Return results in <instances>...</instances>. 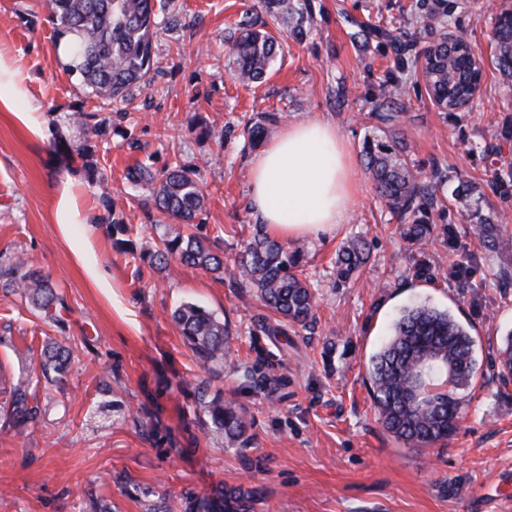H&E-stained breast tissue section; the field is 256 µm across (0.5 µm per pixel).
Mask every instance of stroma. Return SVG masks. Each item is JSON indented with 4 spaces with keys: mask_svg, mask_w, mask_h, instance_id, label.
<instances>
[{
    "mask_svg": "<svg viewBox=\"0 0 512 512\" xmlns=\"http://www.w3.org/2000/svg\"><path fill=\"white\" fill-rule=\"evenodd\" d=\"M415 0H312L314 21L303 43L285 41L268 79L243 86L231 76L224 40L244 20L260 22L259 0H166L160 20L176 19L154 44L158 72L127 102L99 107L59 64L54 27L42 0H0V53L24 75L20 90L0 89V269L24 256L63 298L59 324L45 323L0 277V512H145L146 504L185 512L197 499L221 506L230 487L255 489L253 512H512V379H501L497 350L512 331V187L493 177L512 162V91L492 62L468 108L437 109L393 48L354 40L357 23L414 32ZM449 34L490 54L493 21L483 0H453ZM399 79L405 92L396 130L422 182L450 177L431 209L427 246L406 240L363 168L360 191L336 233L308 239L305 270L316 284L314 318L285 336L266 335V310L255 289L199 268L150 266L156 212L125 173L143 163L162 167L179 156L196 170L206 212L192 233L233 263L256 220L248 207L255 149L239 135L261 112L289 123L320 118L336 126L351 152L376 127L379 87ZM50 128L34 135L26 117ZM111 119L117 131L97 140L90 158L74 150L87 128L76 108ZM211 127L199 136L198 122ZM502 155H494V147ZM89 224H57L56 206L70 177ZM467 181V199L453 190ZM109 194L131 229L133 253L101 222ZM500 220L505 250L488 253L462 212ZM370 258L351 281L335 286L333 263L354 234ZM112 275L96 287L84 263ZM466 262L463 280L449 274ZM428 276L415 277L417 264ZM204 306L232 340L222 366L200 367L171 314L181 302ZM448 311L475 339L478 372L465 393L456 434L447 445L414 448L386 433L367 388L370 357L399 311L415 304ZM66 346L64 383L43 380L44 346ZM288 383L277 400L247 371L257 360ZM31 380L44 411L24 427L9 420V391ZM233 398L251 421L245 445L213 439L201 395Z\"/></svg>",
    "mask_w": 512,
    "mask_h": 512,
    "instance_id": "obj_1",
    "label": "stroma"
}]
</instances>
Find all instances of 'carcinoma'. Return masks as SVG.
Returning a JSON list of instances; mask_svg holds the SVG:
<instances>
[{
	"instance_id": "cac0c4a2",
	"label": "carcinoma",
	"mask_w": 512,
	"mask_h": 512,
	"mask_svg": "<svg viewBox=\"0 0 512 512\" xmlns=\"http://www.w3.org/2000/svg\"><path fill=\"white\" fill-rule=\"evenodd\" d=\"M157 0H45L48 18L56 26L55 49H64L60 60L68 76L88 90V95L104 105L126 99L130 90L149 85L156 72L153 39L160 23ZM266 16L285 36L302 40L313 22L311 0H262ZM419 33L436 35L421 54L420 71L428 97L439 109L454 112L470 103L471 86L477 78L476 62L469 57L466 39L450 37L444 31L448 16L447 0H416L411 6ZM356 35L369 40L383 38L394 49L404 52L408 33L395 34L389 27L357 25ZM281 41L250 21L228 38L226 47L232 58L233 76L243 85L265 80L277 61ZM492 57L508 89H512V3L499 10L493 20ZM401 83H384L379 98L386 111L374 113L383 136L367 137L360 149L363 166L377 196L402 226L404 237L424 245L434 234L427 209L433 204L436 188L445 184L444 176L428 185L420 181L410 157L407 142L396 133L399 113L393 111L402 96ZM282 112H263L256 121L243 127L250 144L260 141L265 127L277 126ZM112 124L104 120L92 125L91 137L76 145L86 156L94 140L106 138ZM133 186L144 189L156 210L179 224H192L205 211V192L196 171L175 160L157 173L138 165L126 172ZM103 221L126 233L127 225L116 215L112 197L101 196ZM490 252L504 244L499 225L484 219L474 227ZM306 246L288 243L269 235L260 224L246 241L233 268L211 249L207 239L169 228L159 235V245L149 255L151 266L166 270L171 261L205 271L229 275L240 288H254L263 305L283 322L306 326L315 307V285L304 273ZM369 259L367 244L352 239L336 254V284L347 282ZM10 285L26 296L43 318L59 321L63 302L51 283L30 268L23 259L7 270ZM172 319L205 369L224 363L230 333L205 307L193 302L180 304ZM474 340L469 331L448 311L426 304L403 308L394 320L389 339L370 359L368 379L372 404L383 429L414 447L447 442L457 429L463 392L474 377ZM501 375L512 377V332L507 334L498 353ZM69 366L66 349L45 345L42 374L55 375L61 382ZM252 378L269 394L288 397L287 384L270 373L266 364L253 368ZM207 412L211 434L229 447L246 442L250 420L232 399L217 394L200 398ZM9 412L19 425L35 423L41 409L29 384H15L10 391ZM255 491L242 487L224 491V512H249Z\"/></svg>"
}]
</instances>
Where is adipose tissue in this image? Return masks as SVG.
<instances>
[{
    "label": "adipose tissue",
    "instance_id": "ef3b65f1",
    "mask_svg": "<svg viewBox=\"0 0 512 512\" xmlns=\"http://www.w3.org/2000/svg\"><path fill=\"white\" fill-rule=\"evenodd\" d=\"M358 191L348 144L323 120L284 128L251 162L250 210L283 240L335 232Z\"/></svg>",
    "mask_w": 512,
    "mask_h": 512
}]
</instances>
